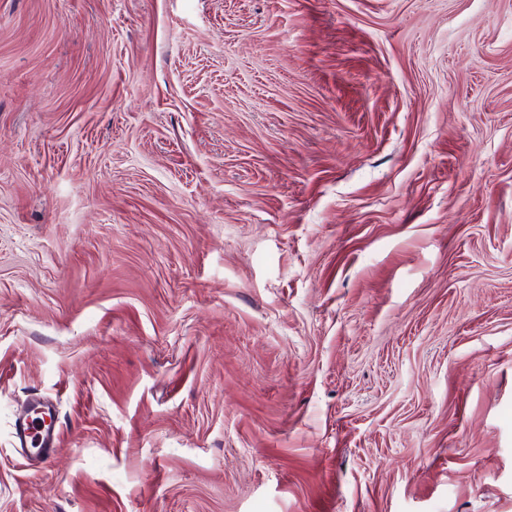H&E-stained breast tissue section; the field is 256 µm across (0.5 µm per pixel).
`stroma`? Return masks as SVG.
<instances>
[{"label": "stroma", "instance_id": "35a3bbf8", "mask_svg": "<svg viewBox=\"0 0 512 512\" xmlns=\"http://www.w3.org/2000/svg\"><path fill=\"white\" fill-rule=\"evenodd\" d=\"M0 512H512V0H0ZM32 411L25 412L15 420L14 428L32 451L46 455L58 437L54 411L40 402L31 403ZM48 416L50 422L42 426L40 419Z\"/></svg>", "mask_w": 512, "mask_h": 512}]
</instances>
